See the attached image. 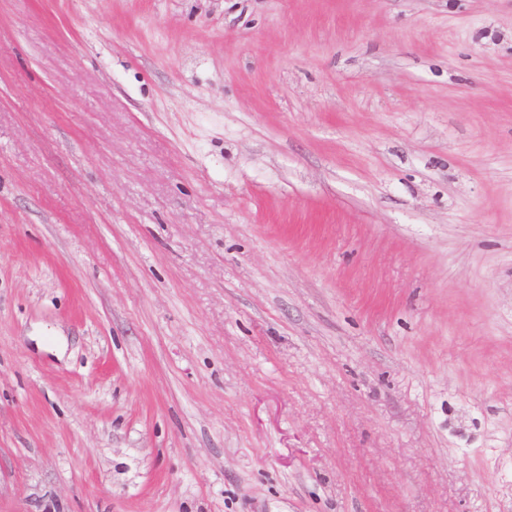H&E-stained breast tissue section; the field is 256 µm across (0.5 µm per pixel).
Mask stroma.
Returning <instances> with one entry per match:
<instances>
[{
    "mask_svg": "<svg viewBox=\"0 0 512 512\" xmlns=\"http://www.w3.org/2000/svg\"><path fill=\"white\" fill-rule=\"evenodd\" d=\"M0 512H512V0H0Z\"/></svg>",
    "mask_w": 512,
    "mask_h": 512,
    "instance_id": "stroma-1",
    "label": "stroma"
}]
</instances>
